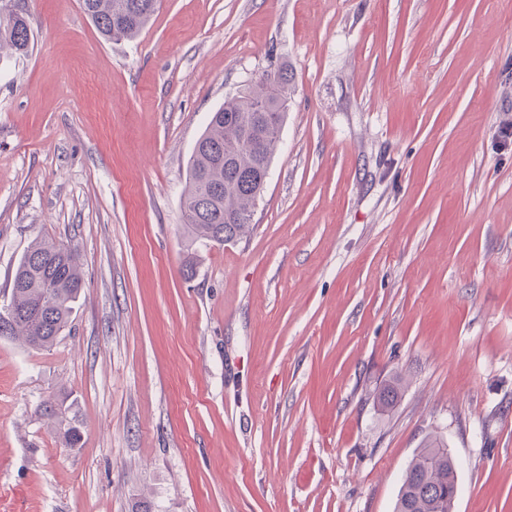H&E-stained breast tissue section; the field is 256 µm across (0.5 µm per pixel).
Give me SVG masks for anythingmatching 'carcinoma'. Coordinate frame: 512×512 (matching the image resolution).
<instances>
[{
  "label": "carcinoma",
  "instance_id": "carcinoma-1",
  "mask_svg": "<svg viewBox=\"0 0 512 512\" xmlns=\"http://www.w3.org/2000/svg\"><path fill=\"white\" fill-rule=\"evenodd\" d=\"M158 0H81V7L107 41L134 38L149 22ZM30 21L21 12L0 10V51L24 54ZM288 79L283 73L263 78L255 88L224 101L212 113L190 159L182 210L195 240L222 244L253 230L256 201L264 191L269 166L286 117ZM77 254L52 237L34 241L19 259L10 280L8 303L0 308V336L22 338L32 349H47L69 323L80 295ZM401 384L378 392L393 406ZM63 438L76 446L81 431L66 410L56 412ZM457 469L448 445L427 437L408 464L394 512H453Z\"/></svg>",
  "mask_w": 512,
  "mask_h": 512
}]
</instances>
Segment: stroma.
I'll use <instances>...</instances> for the list:
<instances>
[{
  "label": "stroma",
  "instance_id": "1",
  "mask_svg": "<svg viewBox=\"0 0 512 512\" xmlns=\"http://www.w3.org/2000/svg\"><path fill=\"white\" fill-rule=\"evenodd\" d=\"M4 2L0 302L42 235L83 288L0 337V512H393L431 434L454 512H512V0H161L119 42ZM282 69L251 236L191 240L197 139ZM30 43V21L21 12L0 8V51L27 53Z\"/></svg>",
  "mask_w": 512,
  "mask_h": 512
}]
</instances>
